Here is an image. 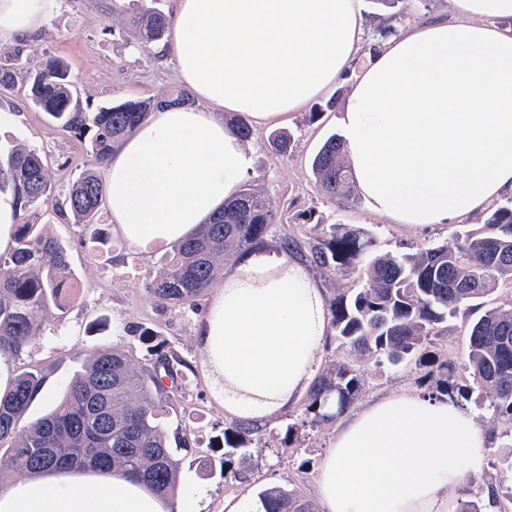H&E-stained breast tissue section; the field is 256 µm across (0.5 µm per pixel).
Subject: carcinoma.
I'll list each match as a JSON object with an SVG mask.
<instances>
[{"label":"carcinoma","instance_id":"cac0c4a2","mask_svg":"<svg viewBox=\"0 0 512 512\" xmlns=\"http://www.w3.org/2000/svg\"><path fill=\"white\" fill-rule=\"evenodd\" d=\"M386 20L404 17L405 0H371ZM145 43L160 40L169 25L162 12L145 8L132 20ZM22 48L0 47V88L15 85L14 66ZM29 99L61 127L90 136L96 168L83 171L64 200L52 203L49 169L39 152L14 145L0 148V191H12L20 204L16 246L0 256V364H11L35 344L52 310H64L75 294V278L66 249L37 230L29 217L53 205L77 224H97L104 197L102 170L115 145L134 133L153 111L188 106L182 88L163 90L87 112L73 100L68 66L48 57L28 73ZM276 155L288 152L291 136L268 138ZM320 194L330 200L349 195L352 176L340 137L333 135L312 160ZM278 223L266 199L246 186L190 238L171 246L159 275L147 284L156 302L187 303L212 287L220 257L247 254L264 242ZM374 237L361 228L334 224L310 248L311 263L352 278L330 305L333 339L347 359L314 379L305 402L308 418L288 425L285 441L337 417L350 408L360 380L352 361L366 357L380 366L407 362L419 371L437 372L436 393L459 406L470 402L492 412L512 428V299L486 305L483 299L512 288V197L496 204L482 230L465 233L452 247L436 245L414 252L377 254ZM464 316L466 362L462 369L432 350L434 337L448 320ZM148 357L136 366L119 349L91 353L69 379L52 411L25 426L33 398L45 374L29 370L11 374L0 387V490L4 473L34 477L50 469H95L122 473L149 485L158 494L174 495L178 475L196 442L175 414L171 392L178 384L180 361L154 335L143 332ZM263 428L238 419L224 429V443L243 450ZM499 512L512 506V482L489 484ZM261 512H312L294 489L270 487L258 494Z\"/></svg>","mask_w":512,"mask_h":512}]
</instances>
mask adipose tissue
I'll return each mask as SVG.
<instances>
[{
	"label": "adipose tissue",
	"mask_w": 512,
	"mask_h": 512,
	"mask_svg": "<svg viewBox=\"0 0 512 512\" xmlns=\"http://www.w3.org/2000/svg\"><path fill=\"white\" fill-rule=\"evenodd\" d=\"M361 0H177L168 44L196 103L145 120L104 172L115 234L143 254L197 232L238 192L250 158L234 126L286 123L364 44ZM58 0H0V36L42 28ZM445 19L397 26L369 54L341 114L345 156L373 214L423 229L512 193V0H448ZM332 332L325 296L294 257L256 253L217 285L196 340L236 417L295 406ZM490 439L455 403L407 391L338 430L319 512H456L448 493ZM115 474L49 471L0 492V512H200Z\"/></svg>",
	"instance_id": "obj_1"
}]
</instances>
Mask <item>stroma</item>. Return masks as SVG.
<instances>
[{"instance_id": "obj_1", "label": "stroma", "mask_w": 512, "mask_h": 512, "mask_svg": "<svg viewBox=\"0 0 512 512\" xmlns=\"http://www.w3.org/2000/svg\"><path fill=\"white\" fill-rule=\"evenodd\" d=\"M152 3L167 15L176 11V0H59L57 13L43 28L19 39L9 38L8 43L22 46L23 58L32 66L49 56L65 59L75 94L87 111L124 100L146 99L178 84L172 52H158L153 44L141 45L131 29L136 11ZM350 87L348 77H341L327 97L311 102L307 110L288 121L285 129L292 136L293 146L287 155L271 153L269 128H253L246 140L253 159L249 181L260 189L279 218L265 240L264 253L280 254V241L286 233L296 239L301 251H308L313 238L336 223L374 233L376 249L381 253L450 244L458 233L481 229L485 217L479 214L418 231L370 214L359 194L336 201L319 194L311 161L330 135L340 134L339 106ZM27 94L22 77L14 88L0 90V145L22 144L45 156L53 194L60 200L76 178L93 166L94 159L87 140L63 130L35 108ZM32 220L66 247L80 291L65 312H53L37 342L13 364L20 372L38 367L46 371L29 417L50 411L61 399L74 367L94 350L117 348L133 361H141L144 346L140 334L147 329L165 341L167 350L182 361L184 377L175 405L197 447L182 465L179 485L202 491L201 512H226L227 505L234 503L239 504L241 512H258V492L273 486L296 490L304 500L316 503L315 479L342 425L341 419L310 431L300 443L301 454L295 457L282 438L287 424L301 413V406L264 420L262 440L253 441L246 457L234 461L236 467L248 472V482L226 479L224 451L217 443L232 417L213 394L212 379L202 366L196 344V328L209 296L194 303L157 308L146 285L158 273L164 249L142 255L117 237L109 222L78 224L73 217H60L49 207L41 208ZM356 368L361 379L352 405L356 411L379 395L424 389L417 371L405 363L379 369L360 360ZM469 411L493 446L486 451L487 462L469 473L461 490L451 491L454 500H478L481 489L500 475L491 466V459L512 458V439L506 437L504 426L487 410L473 405Z\"/></svg>"}]
</instances>
